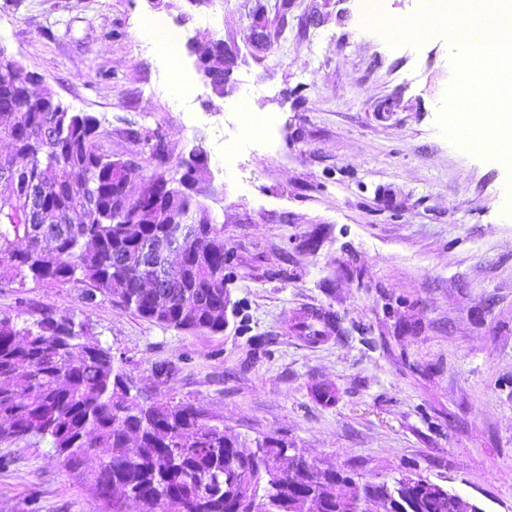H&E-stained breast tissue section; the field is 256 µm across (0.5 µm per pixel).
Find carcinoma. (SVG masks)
<instances>
[{"label": "carcinoma", "instance_id": "cac0c4a2", "mask_svg": "<svg viewBox=\"0 0 512 512\" xmlns=\"http://www.w3.org/2000/svg\"><path fill=\"white\" fill-rule=\"evenodd\" d=\"M200 69L224 93L223 50L200 53ZM28 86L0 58V280L23 286L84 283L176 330L221 334L227 318L224 226L198 221L205 205L171 179L99 148L101 120L43 86ZM157 184L144 200L137 181ZM0 442L50 445L95 492L112 484V512H468L447 489L403 474L391 480L322 468L288 442L248 446L188 403L133 390L123 359L89 322L43 313L0 316Z\"/></svg>", "mask_w": 512, "mask_h": 512}]
</instances>
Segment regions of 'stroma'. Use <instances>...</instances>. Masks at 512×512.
Instances as JSON below:
<instances>
[{"label": "stroma", "mask_w": 512, "mask_h": 512, "mask_svg": "<svg viewBox=\"0 0 512 512\" xmlns=\"http://www.w3.org/2000/svg\"><path fill=\"white\" fill-rule=\"evenodd\" d=\"M259 4L272 24L258 45ZM148 18L222 38L223 93L183 46L190 92L173 98L165 55L139 36ZM354 18V0H0V45L98 116L105 150L139 153L136 130H160L169 177L207 152L204 203L234 252L243 315L192 334L31 282L0 288V312L88 320L140 390L203 407L239 440L280 438L364 476L418 474L512 512V169L439 130L446 34L394 46ZM246 87L275 121L259 141L235 123ZM228 142L237 153L219 162ZM313 309L334 318L321 344L293 329ZM315 385L339 389L335 407ZM0 457V512H111L47 444H1Z\"/></svg>", "instance_id": "35a3bbf8"}]
</instances>
